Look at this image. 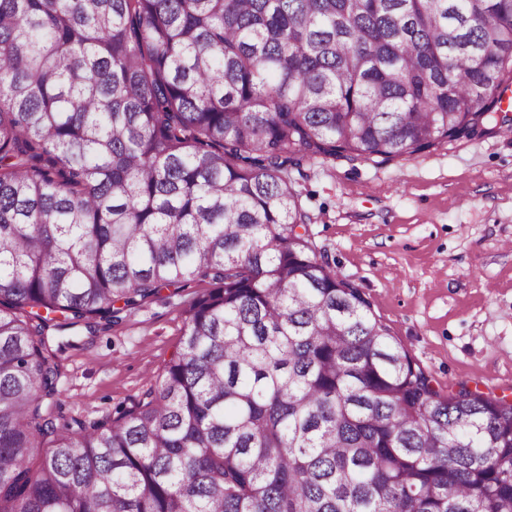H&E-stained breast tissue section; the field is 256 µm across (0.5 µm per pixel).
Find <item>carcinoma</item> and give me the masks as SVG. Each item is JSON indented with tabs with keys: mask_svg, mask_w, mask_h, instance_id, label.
I'll return each mask as SVG.
<instances>
[{
	"mask_svg": "<svg viewBox=\"0 0 512 512\" xmlns=\"http://www.w3.org/2000/svg\"><path fill=\"white\" fill-rule=\"evenodd\" d=\"M510 89L512 0H0V512H512V402L433 386L290 177ZM207 281L135 408L57 423L48 328Z\"/></svg>",
	"mask_w": 512,
	"mask_h": 512,
	"instance_id": "1",
	"label": "carcinoma"
}]
</instances>
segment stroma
Returning <instances> with one entry per match:
<instances>
[{"mask_svg":"<svg viewBox=\"0 0 512 512\" xmlns=\"http://www.w3.org/2000/svg\"><path fill=\"white\" fill-rule=\"evenodd\" d=\"M291 179L318 254L363 289L374 315L441 394L465 385L512 401V134L451 140L380 165L320 158ZM200 284L120 318L54 333L56 412L117 417L177 348Z\"/></svg>","mask_w":512,"mask_h":512,"instance_id":"1","label":"stroma"}]
</instances>
